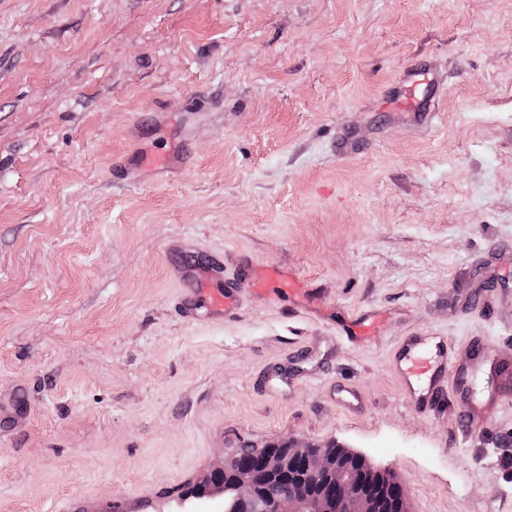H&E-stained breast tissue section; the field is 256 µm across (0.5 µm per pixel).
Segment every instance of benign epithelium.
<instances>
[{
	"label": "benign epithelium",
	"mask_w": 512,
	"mask_h": 512,
	"mask_svg": "<svg viewBox=\"0 0 512 512\" xmlns=\"http://www.w3.org/2000/svg\"><path fill=\"white\" fill-rule=\"evenodd\" d=\"M303 465L300 482L288 492L260 497L263 481L282 479L297 465ZM232 490L235 501L256 505L254 512H384L382 491L355 474L345 460L330 453L326 447L295 442L283 443V450L272 451L262 458L259 470L241 467L228 459L214 468L183 501L201 499L214 490Z\"/></svg>",
	"instance_id": "obj_1"
}]
</instances>
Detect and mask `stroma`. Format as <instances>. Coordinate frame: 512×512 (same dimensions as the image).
<instances>
[{"instance_id":"1","label":"stroma","mask_w":512,"mask_h":512,"mask_svg":"<svg viewBox=\"0 0 512 512\" xmlns=\"http://www.w3.org/2000/svg\"><path fill=\"white\" fill-rule=\"evenodd\" d=\"M215 259L239 307L182 318ZM409 336L512 355V0H0V512H173L291 438L512 512V398L416 411ZM456 402L459 409L460 418L466 430L474 433L483 428L482 418L472 409L464 389H458L456 392Z\"/></svg>"}]
</instances>
